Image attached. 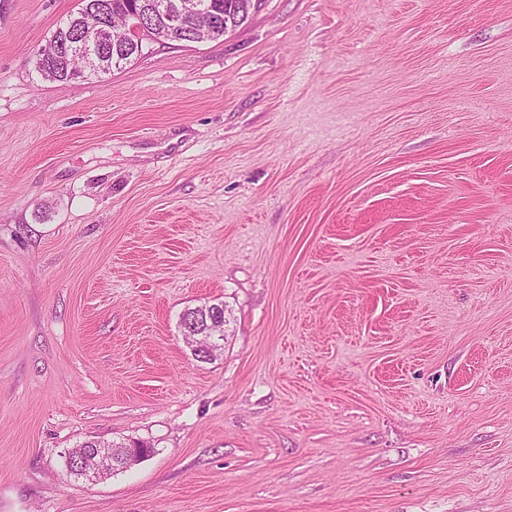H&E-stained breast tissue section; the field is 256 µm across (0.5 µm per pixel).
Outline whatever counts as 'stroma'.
I'll return each instance as SVG.
<instances>
[{
    "mask_svg": "<svg viewBox=\"0 0 512 512\" xmlns=\"http://www.w3.org/2000/svg\"><path fill=\"white\" fill-rule=\"evenodd\" d=\"M77 5L0 0V512H512V0H262L46 80ZM41 49V52L46 50V59L51 63L43 65L42 72L44 78L58 82L71 81L70 70L72 62L70 60V56H68L67 59L65 58L64 39L58 45H51V41L49 40V42H47ZM180 327L182 335L184 334V336H189V332L193 330L190 322L185 323L184 325L180 322ZM221 330L222 331L218 333H214L213 330H211L210 333L212 336H209L207 333H200L197 328L193 330L197 333V336H193L192 340L188 341L187 344L191 348L193 356H195L198 361H211L214 356L223 349L224 342L228 338L224 335V329ZM86 448H74L71 452H74L75 464L77 463L78 468L88 478V480L101 479L119 469L123 468L128 464H133L140 459L147 457L151 453V448L144 443H140V440H128L124 443L127 448H105L104 446H98L93 444L91 441H87ZM91 443V444H90ZM95 445L93 448H87ZM122 453L123 456L120 454ZM80 460H82L80 462ZM125 462V463H123Z\"/></svg>",
    "mask_w": 512,
    "mask_h": 512,
    "instance_id": "35a3bbf8",
    "label": "stroma"
}]
</instances>
